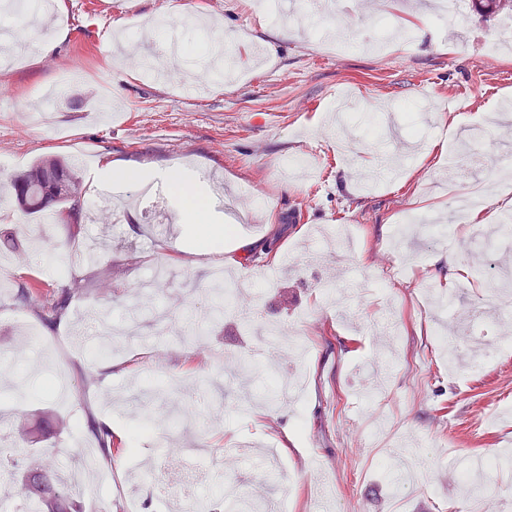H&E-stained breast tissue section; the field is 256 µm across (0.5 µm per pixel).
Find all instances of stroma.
<instances>
[{"mask_svg": "<svg viewBox=\"0 0 512 512\" xmlns=\"http://www.w3.org/2000/svg\"><path fill=\"white\" fill-rule=\"evenodd\" d=\"M179 2L64 0L38 34L0 13V27L50 44L0 69V236L18 242L0 247L11 262L0 411L16 417L0 441L16 446V467L38 454L73 470L95 441L91 423L108 420L99 464L111 483L84 477L79 512H178L141 474L176 477L190 448L212 474L203 502L236 484L281 512H312L324 494L335 512H460L448 458L512 451V350L498 348L512 342V293L487 308L477 258L494 250L512 274V246L489 234L512 180L495 183L475 228L449 197L474 154L512 157V53L488 50L498 18L439 23L430 0H302L281 17L258 0H192L233 61L232 77L203 80L206 34L173 29L166 58L145 36ZM198 80L207 95L185 99ZM60 84L66 93L44 100ZM45 154L82 162L78 225L27 216L11 194L10 179ZM109 160L216 177L247 216L228 224L255 249L219 261L177 251L139 209L117 233L91 220ZM469 180L494 182L493 171L470 165ZM296 212L305 222H290ZM439 218L455 227L452 245L436 238ZM303 253L314 269L281 278ZM457 262L468 276L453 278ZM219 267L238 272L249 315L211 320L201 337ZM74 281L55 326L17 300L19 288L40 298ZM427 285L456 292L454 307L437 309ZM134 311L143 326L100 352L89 314L118 329ZM456 343L469 364L453 371ZM106 361L138 375L106 372ZM59 375L62 401L49 388Z\"/></svg>", "mask_w": 512, "mask_h": 512, "instance_id": "stroma-1", "label": "stroma"}]
</instances>
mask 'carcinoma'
<instances>
[{"instance_id": "cac0c4a2", "label": "carcinoma", "mask_w": 512, "mask_h": 512, "mask_svg": "<svg viewBox=\"0 0 512 512\" xmlns=\"http://www.w3.org/2000/svg\"><path fill=\"white\" fill-rule=\"evenodd\" d=\"M472 8L482 17H494L512 9V0H472ZM12 186L18 206L25 213L39 216L64 214L70 218V223H78L85 189L77 159L40 158L16 175ZM24 301L37 317L44 320L48 315L57 317L66 311L69 291L37 302L26 294ZM57 473V469L31 458L24 473H14L11 479L18 481L21 494L31 503L32 512H72L69 494L59 482Z\"/></svg>"}]
</instances>
